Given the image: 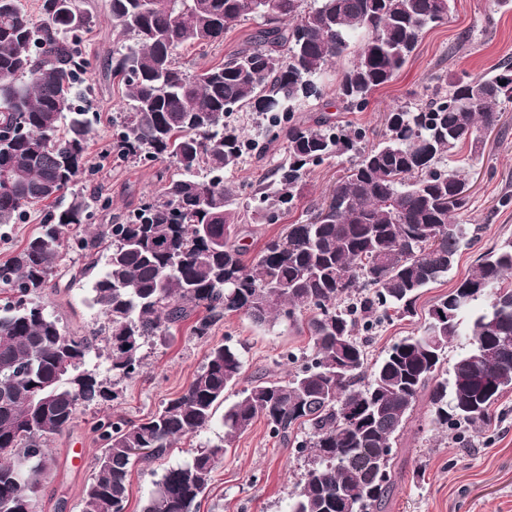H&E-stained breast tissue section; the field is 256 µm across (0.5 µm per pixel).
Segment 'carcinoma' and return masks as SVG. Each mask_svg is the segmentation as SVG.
<instances>
[{"mask_svg": "<svg viewBox=\"0 0 512 512\" xmlns=\"http://www.w3.org/2000/svg\"><path fill=\"white\" fill-rule=\"evenodd\" d=\"M110 0L112 20L134 40L114 75L129 108L112 122V151L125 159L173 160L180 173L123 224L82 230L88 198L59 202L86 167L93 133L75 101L87 62L76 32L91 22L76 0H0V225L44 211L40 231L0 264V512H36L49 438L80 407L107 400L92 359L95 340L70 334L33 302L56 287L69 249L72 274L94 275L93 302L112 371L138 373L145 339L196 314L192 335L211 336L230 316L256 325L306 322L312 346L283 380L259 376L241 389L244 361L212 346L186 390L138 421H98L104 443L81 512H125L134 465L149 467L181 438L207 429L224 407V439L166 469L141 512H201L227 449L262 419L272 434L317 463L291 493L288 512H384L399 478V439L420 400L432 430L491 425L512 390V239L480 253L422 316L417 333L368 363L358 332L390 313L418 315L424 290L448 276L472 243L469 180L450 164L456 149L479 150L478 133L512 101V63L500 72L456 77L425 103L386 113L382 130L340 129L326 118L293 120L299 101L322 98L321 77L345 55L336 98L348 110L397 76L426 29L449 19L452 0ZM265 27L230 58L189 75L173 51L209 44L237 22ZM505 84H500V81ZM253 110L288 155L271 171L252 211L257 223L297 208L311 168L347 153L356 161L305 221L267 240L250 259L238 239L241 213L224 184L257 144L226 118ZM378 142L366 146L370 138ZM105 266L97 271L100 253ZM468 347L445 366L448 343ZM235 400L227 402V393Z\"/></svg>", "mask_w": 512, "mask_h": 512, "instance_id": "cac0c4a2", "label": "carcinoma"}]
</instances>
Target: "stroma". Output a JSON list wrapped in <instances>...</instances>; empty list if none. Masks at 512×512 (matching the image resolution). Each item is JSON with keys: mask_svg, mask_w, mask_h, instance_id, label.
<instances>
[{"mask_svg": "<svg viewBox=\"0 0 512 512\" xmlns=\"http://www.w3.org/2000/svg\"><path fill=\"white\" fill-rule=\"evenodd\" d=\"M108 4L109 0H77L79 9L92 17L79 35L88 63L79 104L92 119L94 133L87 148L86 171L75 189L99 195L88 219L94 226L123 223L132 210L161 191L165 179L177 173L166 159L138 162L112 153V119L127 108L125 88L112 78V59L126 40ZM260 26V19L242 20L215 43L204 48L187 44L177 48L174 56L189 73L210 67L240 50ZM505 62H512V6L495 10L490 0H454L449 22L427 29L409 61L391 83L372 95L366 109L342 108L336 100V75L331 72L323 80V100L306 102L295 116L307 122L323 114L345 129L379 130L388 108L427 101L437 76L491 74ZM229 121L259 143L237 167L224 173L243 216V241L257 250L288 225L306 219L308 208L344 174L349 158L335 157L315 167L296 210L277 223L257 224L251 218L252 198L261 180L284 157L286 142H269L264 122L255 113L235 112ZM459 154L468 160L466 172L472 185L468 229L475 244L461 249L447 278L422 293L417 302L422 311L447 294L478 254L512 238V206L498 205L503 195H512V102L504 104L495 128L481 131L478 154L466 147ZM79 263L76 253L66 252L54 275L57 291L47 292L39 302L67 331L83 336L100 329L106 319L93 304L90 279L71 278L72 267ZM190 327L186 321L174 327L167 339H148L140 351L142 366L132 377L113 374L107 357L98 359L100 376L115 397L80 408L70 428L50 439L38 512H81L84 490L104 448L92 431L94 423L110 412L137 420L180 395L204 363L210 345H234L244 355L246 377L272 379L285 377L288 371L281 360L283 352L302 357L310 348L307 333L258 326L241 316L224 319L205 341L191 336ZM426 412V402H419L399 441L401 476L386 512H512V391L501 397L492 425L485 428L423 431L419 424ZM223 436V423L217 420L200 434L181 439L155 462L156 473L185 463L196 448L219 443ZM75 451L86 457L83 468L70 464ZM313 460V454H297L270 434L264 421H256L228 449L214 472L201 512H286L289 491L296 489Z\"/></svg>", "mask_w": 512, "mask_h": 512, "instance_id": "1", "label": "stroma"}]
</instances>
